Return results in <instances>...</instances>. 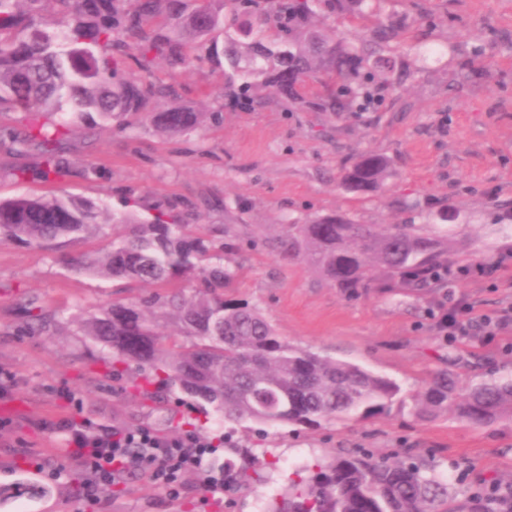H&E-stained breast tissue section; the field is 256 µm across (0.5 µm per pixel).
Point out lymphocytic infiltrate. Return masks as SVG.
<instances>
[{
  "label": "lymphocytic infiltrate",
  "mask_w": 512,
  "mask_h": 512,
  "mask_svg": "<svg viewBox=\"0 0 512 512\" xmlns=\"http://www.w3.org/2000/svg\"><path fill=\"white\" fill-rule=\"evenodd\" d=\"M73 455L90 473L83 485V499L89 506H97L102 494L114 483L119 469H140L166 489L178 495L184 473H203V488L215 493L224 488L222 472L208 470L207 459L215 451L213 442L196 434L180 438L162 439L141 431L92 432L88 423L73 427Z\"/></svg>",
  "instance_id": "f902f5d3"
}]
</instances>
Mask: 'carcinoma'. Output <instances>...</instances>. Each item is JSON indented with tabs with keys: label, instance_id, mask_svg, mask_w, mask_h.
<instances>
[{
	"label": "carcinoma",
	"instance_id": "obj_1",
	"mask_svg": "<svg viewBox=\"0 0 512 512\" xmlns=\"http://www.w3.org/2000/svg\"><path fill=\"white\" fill-rule=\"evenodd\" d=\"M377 17L369 39L354 50L316 25L317 18ZM386 0H0V112L17 126L0 129V153L35 154L33 166L12 175L41 180L66 175L62 150L69 135L61 112L96 113L123 125L143 115L166 136L196 129L207 113L180 105L179 87L155 77L172 67L209 63L224 72V98L252 109L267 100H300L313 112H373L390 86L395 62L383 55L399 26L382 19ZM320 84L299 98L306 80ZM386 157L364 151L342 171L349 192H378L390 177ZM96 203L56 194L0 200V238L27 244L73 240L100 229ZM112 223L130 233L107 252L77 265L114 280L178 288L191 276L199 291L114 303L77 318L83 335L112 350V371L135 366L134 396L152 399L147 385L178 387L215 403L224 421L314 428L331 420L384 414L400 393L393 380L356 364L288 343L254 307L224 298L232 273L204 265V225L185 224L176 208L147 209L129 195ZM290 258L306 259L348 298L420 297L448 284V241L412 224L380 228L343 214L288 225L280 242ZM173 325L171 342L157 331ZM452 413L472 426L512 417V379L461 391L448 370L431 375L415 399L421 419ZM288 494L267 512H462L451 481L407 448L391 459L353 448L328 463L295 471ZM259 470L224 464V485L248 489Z\"/></svg>",
	"mask_w": 512,
	"mask_h": 512
}]
</instances>
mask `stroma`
<instances>
[{
    "instance_id": "35a3bbf8",
    "label": "stroma",
    "mask_w": 512,
    "mask_h": 512,
    "mask_svg": "<svg viewBox=\"0 0 512 512\" xmlns=\"http://www.w3.org/2000/svg\"><path fill=\"white\" fill-rule=\"evenodd\" d=\"M405 17L391 43L393 83L374 112H310L270 100L253 112L224 105V77L209 65L155 67L182 88L181 104L216 112L206 123L168 137L144 126L67 113L64 154L70 176L59 184L17 182L13 158L0 154V198L65 194L119 211L125 195L146 205L174 202L201 214L211 264L234 274L231 296L255 305L289 343L358 364L401 388L387 414L330 421L314 428L225 424L214 405L178 388L155 401L130 396L132 372L106 377L97 362L109 349L83 336L76 318L115 301L159 293L156 285L95 278L72 270L86 254L123 239L125 224L66 243L0 242V488L28 480L44 494L0 502V512H84L80 461L70 453L71 422L147 430L166 438L194 433L212 440L214 465L239 462V449L264 454V483L210 495L200 473L181 478L171 497L147 473L115 482L95 512H257L287 487L296 468L351 448L391 454L412 449L437 473L461 468L457 503L481 485L512 484V418L487 427L453 414L423 420L413 412L429 374L448 369L461 387L512 376V325L487 335L466 326L445 336L439 320L456 303L473 318L512 312V0H389ZM387 157L381 192L344 190L338 174L358 152ZM339 212L362 224H414L447 239L452 264L505 269L483 278L452 275L448 289L422 297L350 299L304 259L276 244L289 223ZM44 325L33 326L30 305Z\"/></svg>"
}]
</instances>
